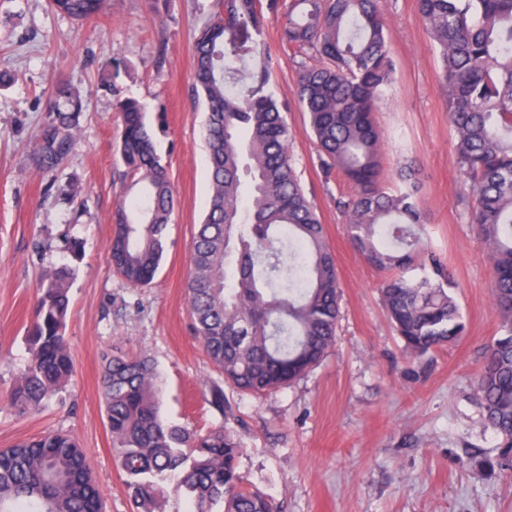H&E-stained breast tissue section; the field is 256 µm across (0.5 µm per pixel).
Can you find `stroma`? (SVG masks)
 <instances>
[{
  "instance_id": "stroma-1",
  "label": "stroma",
  "mask_w": 512,
  "mask_h": 512,
  "mask_svg": "<svg viewBox=\"0 0 512 512\" xmlns=\"http://www.w3.org/2000/svg\"><path fill=\"white\" fill-rule=\"evenodd\" d=\"M395 80L375 112L388 190L411 174L432 245L455 274L467 323L455 344L408 362L380 301L382 272L352 245L334 200L350 194L343 175L324 179L308 117L298 104L299 58L280 42L281 19L265 22L270 87L286 105L291 152L336 258L342 316L330 355L292 386L255 397L225 388L244 448L245 485L283 512H512V479L485 476L471 454L497 441L481 426L474 381L485 344L499 334L493 268L477 240L440 62L415 0H381ZM222 0H112L108 13L78 23L48 0H0V448L48 430L85 448L106 512H132L126 476L101 394L105 357L145 354L160 374L161 413L206 431L220 415L209 388L220 375L197 340L186 296L195 228L209 197L206 109L192 90L193 44ZM59 82L83 93L76 147L55 173L39 175L33 152ZM143 103L177 204L154 282L128 285L107 250L123 169L116 143L117 97ZM76 181L81 193L58 189ZM69 233L82 260L69 288L66 338L74 372L41 412L18 414L8 396L28 359L25 341L42 273L68 262L36 242Z\"/></svg>"
}]
</instances>
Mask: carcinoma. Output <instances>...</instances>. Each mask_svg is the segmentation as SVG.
I'll list each match as a JSON object with an SVG mask.
<instances>
[{
    "label": "carcinoma",
    "mask_w": 512,
    "mask_h": 512,
    "mask_svg": "<svg viewBox=\"0 0 512 512\" xmlns=\"http://www.w3.org/2000/svg\"><path fill=\"white\" fill-rule=\"evenodd\" d=\"M108 0H52L86 21ZM224 11L194 42L193 88L204 99L210 198L194 239L187 300L195 336L228 386L260 396L319 365L335 345L341 308L336 259L289 151L283 104L270 90L265 14L282 15L280 40L299 54L296 92L325 176L340 172L353 192L337 207L367 263L386 277L388 319L416 359L464 335L450 274L424 238L416 185L382 184L381 130L373 112L394 80L380 0H222ZM441 61L464 200L494 269L491 295L500 335L482 352L475 399L482 428L497 439L482 471L512 470V0H417ZM34 152L42 175L73 153L81 93L56 84ZM117 145L129 183L115 210L114 270L142 288L157 274L174 209L168 169L156 151L145 106L118 100ZM71 262L43 274L26 342L29 358L9 402L21 415L43 409L69 380L68 288L82 244L62 239ZM222 422L205 433L165 421L151 358L116 355L104 366L102 397L126 486L137 512H166L167 485L187 512H281L243 485L241 442L230 427L222 385L210 387ZM0 512H105L87 454L67 433L48 431L0 448Z\"/></svg>",
    "instance_id": "cac0c4a2"
}]
</instances>
